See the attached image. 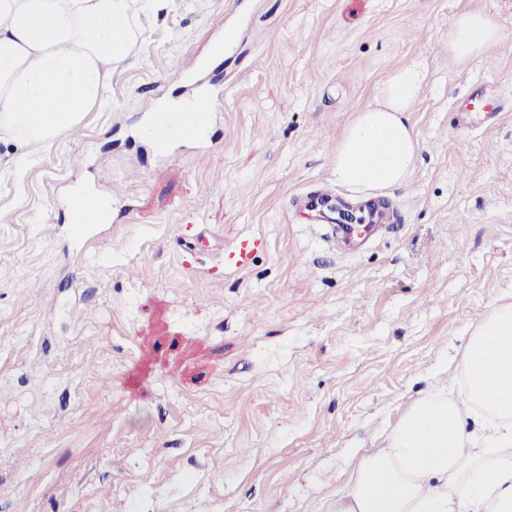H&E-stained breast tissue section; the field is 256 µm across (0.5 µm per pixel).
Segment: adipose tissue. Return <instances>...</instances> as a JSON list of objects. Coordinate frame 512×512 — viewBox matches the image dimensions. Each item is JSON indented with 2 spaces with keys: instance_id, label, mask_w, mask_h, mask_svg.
Wrapping results in <instances>:
<instances>
[{
  "instance_id": "ef3b65f1",
  "label": "adipose tissue",
  "mask_w": 512,
  "mask_h": 512,
  "mask_svg": "<svg viewBox=\"0 0 512 512\" xmlns=\"http://www.w3.org/2000/svg\"><path fill=\"white\" fill-rule=\"evenodd\" d=\"M133 0H0V130L23 145L69 131L103 101L138 38ZM502 37L484 11L456 15L448 54L476 61ZM424 72L395 70L336 146L354 189L402 183L417 144L409 114ZM462 389L419 398L352 466L324 512H512V301L494 304L451 358Z\"/></svg>"
}]
</instances>
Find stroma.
Segmentation results:
<instances>
[{
	"label": "stroma",
	"instance_id": "obj_1",
	"mask_svg": "<svg viewBox=\"0 0 512 512\" xmlns=\"http://www.w3.org/2000/svg\"><path fill=\"white\" fill-rule=\"evenodd\" d=\"M467 10L504 38L460 65ZM134 22L106 106L43 145L0 134V512H317L512 295V0H165ZM228 29L209 158L159 156L139 127ZM415 62L409 178L336 184L344 127ZM323 184L385 214L368 242L306 219ZM76 187L112 193L88 245L53 203ZM244 237L248 266L218 267Z\"/></svg>",
	"mask_w": 512,
	"mask_h": 512
}]
</instances>
